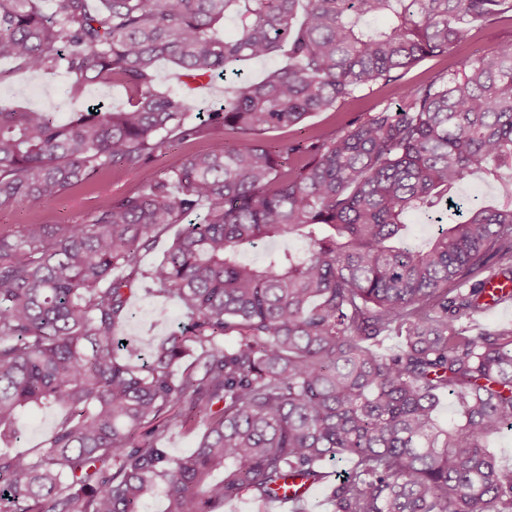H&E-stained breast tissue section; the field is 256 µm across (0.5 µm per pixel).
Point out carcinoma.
<instances>
[{
    "label": "carcinoma",
    "instance_id": "1",
    "mask_svg": "<svg viewBox=\"0 0 512 512\" xmlns=\"http://www.w3.org/2000/svg\"><path fill=\"white\" fill-rule=\"evenodd\" d=\"M492 20L512 21V0H0V60L129 93L66 120L0 108L1 205L42 208L226 138L136 193L100 189L79 224L0 232V512H144L156 488L166 512H222L270 501L290 474L317 484L338 459L352 466L331 512H512V466L490 448L512 431V328L461 324L512 301V205L454 198L480 171L512 179V45L333 137L298 128ZM272 56L285 64L232 81L209 112L158 83L161 60L211 81ZM448 205L458 219L407 241L411 215ZM203 207L142 270L155 237ZM286 235L304 247L244 262ZM143 279L186 318L146 359L119 332ZM391 333L401 345L378 350ZM446 397L460 420L440 418ZM45 410L63 421L36 454L14 450ZM198 425L187 457L159 443Z\"/></svg>",
    "mask_w": 512,
    "mask_h": 512
}]
</instances>
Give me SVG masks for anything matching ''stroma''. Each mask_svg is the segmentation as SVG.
<instances>
[{"label": "stroma", "mask_w": 512, "mask_h": 512, "mask_svg": "<svg viewBox=\"0 0 512 512\" xmlns=\"http://www.w3.org/2000/svg\"><path fill=\"white\" fill-rule=\"evenodd\" d=\"M512 44V23L508 21L483 25L449 51L448 55L424 59L399 80L377 84L359 97L346 100L329 112L309 116L305 131L309 134L335 135L348 122L359 118L373 108L397 107L405 87L425 81L439 72L458 71L478 56L496 52ZM179 70L172 64L161 63L157 69L162 86L185 92L193 110H201L224 98V82L218 81L194 90H186L178 77ZM71 81L64 69L54 71L20 72L7 60H0V107H27L46 109L60 115L74 111L77 104L104 102L119 109L128 104V94L116 85H93L71 91ZM223 136L214 133L194 143L166 150L148 166L141 169L115 168L96 176L95 180L70 189L48 206L35 209L23 201L0 205V232H16L24 225L74 224L80 222L99 204L98 186L106 184L112 198L138 191L152 178L163 175L170 167L179 165L188 154L211 149L222 142ZM185 319L176 298L160 295L141 287L132 299L130 313L122 331L138 337L142 342L176 329Z\"/></svg>", "instance_id": "1"}]
</instances>
